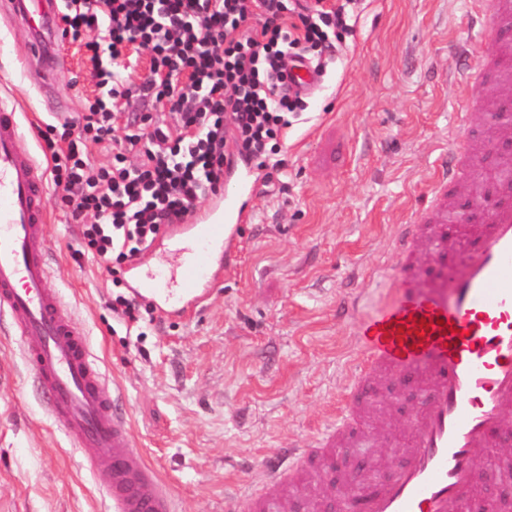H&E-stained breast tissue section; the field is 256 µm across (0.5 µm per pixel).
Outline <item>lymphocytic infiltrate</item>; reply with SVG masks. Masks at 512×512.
<instances>
[{
  "label": "lymphocytic infiltrate",
  "instance_id": "lymphocytic-infiltrate-1",
  "mask_svg": "<svg viewBox=\"0 0 512 512\" xmlns=\"http://www.w3.org/2000/svg\"><path fill=\"white\" fill-rule=\"evenodd\" d=\"M357 0H65L62 33L82 43L94 74L109 87L62 124L38 131L55 192L83 229L76 257L106 266L117 293L111 309L139 321L151 306L126 293V269L163 234L224 184L228 154L263 169L264 186L286 194L281 142L307 97L288 84L301 60L325 70L342 50L348 6ZM150 53V75L129 90L128 51ZM109 68H102L101 49ZM168 110L119 129L130 93ZM96 146L112 152L97 164ZM136 162H129V155Z\"/></svg>",
  "mask_w": 512,
  "mask_h": 512
}]
</instances>
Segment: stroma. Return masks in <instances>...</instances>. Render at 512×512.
Masks as SVG:
<instances>
[{
	"instance_id": "stroma-1",
	"label": "stroma",
	"mask_w": 512,
	"mask_h": 512,
	"mask_svg": "<svg viewBox=\"0 0 512 512\" xmlns=\"http://www.w3.org/2000/svg\"><path fill=\"white\" fill-rule=\"evenodd\" d=\"M481 2L359 0L342 53L288 131V194H257L237 260L198 313L136 324L113 315L108 272L92 257L74 259L81 226L49 199L54 284L176 512H224L227 500L268 493L267 457L317 447L360 357L346 304L372 311L376 284L395 268L391 239L451 142L467 66L456 46L469 40ZM42 67L26 26L0 17V96L19 101L22 145L34 153L51 100L76 113L104 93L79 44L68 45L45 93L35 83ZM474 136L485 151L456 191L461 201L494 194L497 159L512 154V139L490 122ZM420 404L413 386L388 377L374 386L368 446L382 473L398 464L397 442ZM285 503L287 512H345L322 471L303 473ZM108 509L104 479L45 413L0 319V512Z\"/></svg>"
}]
</instances>
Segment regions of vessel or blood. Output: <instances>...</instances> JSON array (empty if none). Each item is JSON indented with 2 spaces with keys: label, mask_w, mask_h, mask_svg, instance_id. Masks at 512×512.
Wrapping results in <instances>:
<instances>
[{
  "label": "vessel or blood",
  "mask_w": 512,
  "mask_h": 512,
  "mask_svg": "<svg viewBox=\"0 0 512 512\" xmlns=\"http://www.w3.org/2000/svg\"><path fill=\"white\" fill-rule=\"evenodd\" d=\"M34 9L9 0V11L32 22L46 39L57 32L52 0ZM290 84L315 90L318 74L304 62L290 70ZM471 100L453 118V141L435 161L427 201L401 225L393 242L395 296L358 328L362 358L352 388L365 393L387 375L422 391L423 407L403 440L394 473L365 484L372 459L347 474L361 490V512H498L479 496L474 469L487 449L512 432L503 419L512 406V185L503 184L476 225L448 236L451 191L476 161L470 151ZM17 102L0 97V311L16 318L25 341L31 381L47 413L80 452L87 468L109 473L112 512H173L135 440L116 397L106 391L85 332L54 287L46 261L48 187L46 175L21 141ZM254 168L233 166L210 205L188 221H175L163 234L176 266L136 260L127 269L136 299L167 315L183 316L224 283L233 244L254 216ZM427 322L429 331L419 329ZM355 401L345 402L329 421L318 447L292 448L287 459L267 461L271 483L293 478L304 465L326 467L333 449L362 433ZM225 512H279L272 499L249 497Z\"/></svg>",
  "instance_id": "1"
}]
</instances>
